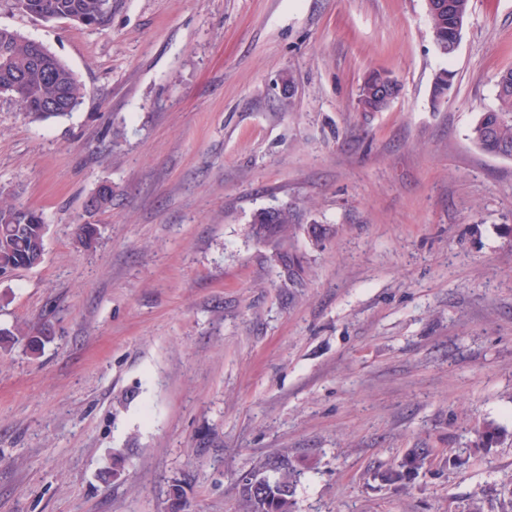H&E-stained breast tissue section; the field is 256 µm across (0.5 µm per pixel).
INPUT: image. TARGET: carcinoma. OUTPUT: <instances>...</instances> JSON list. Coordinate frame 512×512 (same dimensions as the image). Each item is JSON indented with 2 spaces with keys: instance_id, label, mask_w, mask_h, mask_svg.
I'll list each match as a JSON object with an SVG mask.
<instances>
[{
  "instance_id": "cac0c4a2",
  "label": "carcinoma",
  "mask_w": 512,
  "mask_h": 512,
  "mask_svg": "<svg viewBox=\"0 0 512 512\" xmlns=\"http://www.w3.org/2000/svg\"><path fill=\"white\" fill-rule=\"evenodd\" d=\"M29 15L44 21L70 20L87 28L106 29L112 24V0H26ZM433 39L438 52L451 57L448 47L460 40L470 13V0H427ZM455 75L445 69L436 75L434 98L447 96ZM14 86L17 102L27 118L46 121L73 112L82 99V87L72 70L43 44H35L19 33L0 28V87ZM399 82L385 73L369 74L359 89L358 104L363 112H382L398 97ZM496 107L479 113L469 130V139L482 152L512 159V69L498 73ZM112 182L103 181L89 195L86 210L112 207ZM76 236L90 246L99 235L96 224H78ZM335 233L329 224H298L288 206L261 209L253 214L252 237L271 250L274 262L295 274L303 259L295 249L299 235L309 244L320 245ZM47 224L43 214L16 207L0 199V270L23 271L39 266L45 256ZM50 339L24 322L0 329V355L24 344L37 354ZM507 436L505 429L487 423L477 431L476 440L466 452L482 457ZM440 458L434 448H411L400 462L379 472V479L397 491H405L420 473ZM251 473L259 475L258 485L239 489L245 512H294L296 487L301 470L282 452L260 461Z\"/></svg>"
}]
</instances>
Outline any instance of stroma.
I'll return each instance as SVG.
<instances>
[{
	"label": "stroma",
	"mask_w": 512,
	"mask_h": 512,
	"mask_svg": "<svg viewBox=\"0 0 512 512\" xmlns=\"http://www.w3.org/2000/svg\"><path fill=\"white\" fill-rule=\"evenodd\" d=\"M0 27L85 89L44 122L0 100V195L48 224L43 262L0 280V328L52 336L0 357V512H169L178 481L187 512H243L238 478L283 450L295 512H460L480 490L499 512L512 439L405 493L376 473L512 432V159L468 138L512 68V0H472L450 58L426 0H112L104 31L0 0ZM372 72L402 90L366 114ZM105 180L111 210L86 211ZM283 205L336 229L297 240L296 282L251 235ZM507 436L505 429L494 424L487 423L481 430L477 431L476 440L471 448H466L464 453H473L475 457H482L491 451V448L499 444Z\"/></svg>",
	"instance_id": "35a3bbf8"
}]
</instances>
